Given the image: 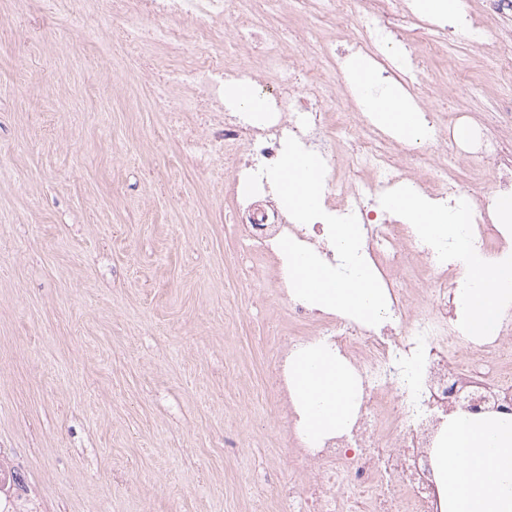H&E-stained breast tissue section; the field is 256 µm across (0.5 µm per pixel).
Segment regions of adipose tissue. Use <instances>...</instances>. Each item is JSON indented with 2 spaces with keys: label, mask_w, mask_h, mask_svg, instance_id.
Returning a JSON list of instances; mask_svg holds the SVG:
<instances>
[{
  "label": "adipose tissue",
  "mask_w": 512,
  "mask_h": 512,
  "mask_svg": "<svg viewBox=\"0 0 512 512\" xmlns=\"http://www.w3.org/2000/svg\"><path fill=\"white\" fill-rule=\"evenodd\" d=\"M365 105L383 125L418 138L422 122L403 93L385 89L367 97ZM387 206L408 213L423 238L466 250L465 212L438 210L420 197L393 198ZM464 277L469 287L462 308L472 334L482 336L486 315L512 300V267L471 258L464 264ZM288 378L298 428L309 445L349 425L360 385L346 361L327 345L317 342L296 353ZM431 459L443 512H512V413L449 414L448 431Z\"/></svg>",
  "instance_id": "adipose-tissue-1"
}]
</instances>
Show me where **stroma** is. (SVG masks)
Wrapping results in <instances>:
<instances>
[{
	"label": "stroma",
	"instance_id": "obj_1",
	"mask_svg": "<svg viewBox=\"0 0 512 512\" xmlns=\"http://www.w3.org/2000/svg\"><path fill=\"white\" fill-rule=\"evenodd\" d=\"M72 0H0V462L36 512H277L288 464L270 386L288 305L244 280L225 172L183 150L140 48ZM473 58L436 106L494 120Z\"/></svg>",
	"mask_w": 512,
	"mask_h": 512
}]
</instances>
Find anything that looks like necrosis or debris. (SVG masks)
I'll list each match as a JSON object with an SVG mask.
<instances>
[{"label":"necrosis or debris","mask_w":512,"mask_h":512,"mask_svg":"<svg viewBox=\"0 0 512 512\" xmlns=\"http://www.w3.org/2000/svg\"><path fill=\"white\" fill-rule=\"evenodd\" d=\"M244 2L112 0V23L141 30L144 43L178 50L174 63L154 78L156 103L201 113L190 144L207 166H224L235 227L249 247L273 258L287 236L335 258L326 223L291 221L269 180L256 195L244 192L247 176L277 161L286 139L296 138L325 163V212L355 215L363 226L362 256L389 296V324L379 329L341 314L315 316L289 298L290 324L306 331L278 340L277 394L288 393L289 360L317 341L338 351L361 384L351 427L318 447H308L292 420L284 419L289 465L315 470L304 491L289 490V512H442L429 450L449 414L476 415L512 402V304L493 319L486 337L466 339L458 307L466 286L463 259L446 246L423 244L406 216L386 211L383 202L393 194H425L465 207L474 254L512 258V226L494 218L500 199L512 196V97L503 98L497 127L489 132L462 115L433 109V91L422 79L438 40L453 27L467 33L466 52L488 54L503 88L512 87V0H484L493 22L489 31L467 9L450 20H420L411 0H275L278 13L292 16L313 4L333 26L354 21L360 30L341 49L323 42L324 67L300 78L295 70L310 46L308 35H296L291 52H283L276 39L255 32ZM173 18L192 20L195 38L211 44L213 53H180L182 35L170 26ZM417 25L430 39L405 38L407 27ZM353 55L373 62L374 89L390 83L424 101L422 146L408 144L398 130L363 111L345 76ZM229 79L270 87L263 112L254 117L226 103ZM452 162L481 165L492 174V186L463 185L449 172Z\"/></svg>","instance_id":"necrosis-or-debris-1"}]
</instances>
